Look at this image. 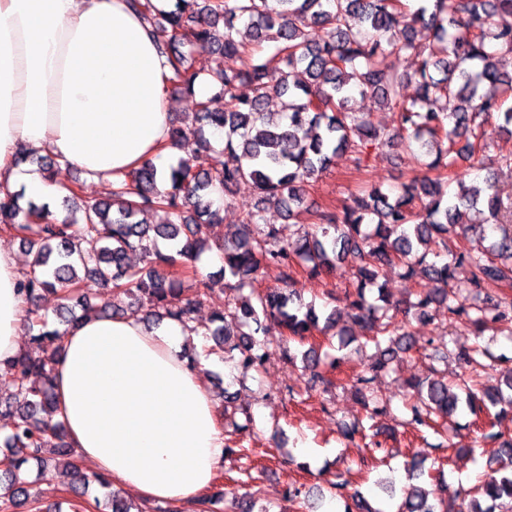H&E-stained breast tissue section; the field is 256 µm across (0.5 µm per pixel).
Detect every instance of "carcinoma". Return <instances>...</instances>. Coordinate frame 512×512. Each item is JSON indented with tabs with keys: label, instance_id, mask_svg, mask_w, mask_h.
<instances>
[{
	"label": "carcinoma",
	"instance_id": "carcinoma-1",
	"mask_svg": "<svg viewBox=\"0 0 512 512\" xmlns=\"http://www.w3.org/2000/svg\"><path fill=\"white\" fill-rule=\"evenodd\" d=\"M134 6L145 16L167 55L168 82L188 97L200 72L192 63L193 51L210 50L203 69L215 92L195 101L194 127L171 122V145L179 147L193 135L201 147L209 145L206 131L224 130L221 159L201 172L192 157H183L169 170L170 189L157 190V168L145 162L129 180L112 186L104 201L84 202L75 212L69 205L81 198V187H66L62 205L67 216L52 217L44 206L20 204L22 195L0 199V231L15 232L31 257L30 276L21 293L27 304V332L32 348L5 362L0 374L8 377L10 399H0V421L9 429L8 454L0 464V509L16 512L29 499L24 466L39 464V475L73 468L63 423L55 419L53 371L66 330L52 325L41 299L52 295L70 327L80 316L164 317L190 322L197 305L210 298L212 288L193 263L207 249L224 255L225 287L236 297L216 310L215 327H203L223 346L229 360L247 371L260 364L256 335L262 320L282 326V341L308 339L336 323V310L320 317L304 305L292 289L294 267L306 265L315 277L345 264L352 269L354 292L345 294L350 317L368 328L379 356L354 385L365 386L388 369L398 353L408 352L411 336L396 322H382L390 310L385 285L378 283L383 270L402 260L405 276L422 273L438 284L410 304L420 317L433 304H448V319L459 324L512 335V195L491 177L483 184H465L454 173L457 159L466 157L469 168L484 166L482 127L491 117L512 136V106L503 108L500 96H512V0H428L405 22L401 0H174L167 11L152 0ZM244 23V28L235 22ZM328 36L319 35L324 27ZM270 43V58L247 71L236 67L240 55L255 43ZM408 53L416 59L414 77L419 95L401 96L391 73V58ZM301 72L308 80L294 78ZM247 84L252 95L241 96L238 85ZM493 88L483 91L484 85ZM369 99L397 115L399 132L373 125L368 112L347 109L353 94ZM281 100L284 121L272 124L264 112L271 98ZM400 141L419 165L438 171L436 178H414L395 199L378 187L350 195L343 215L325 209L315 212L316 222L294 241L281 237L273 224L263 222L254 205L241 220L242 230L233 239L211 242V227L219 223L212 209V189L227 193L249 182L260 199L285 205L287 215L305 202V187L326 170L336 154L364 147L382 149ZM29 161L50 178L56 160L47 155L21 153L15 164ZM152 211L164 215L159 224L137 216ZM371 224L369 232L363 225ZM476 232L489 239L478 254L453 247L449 239ZM174 242V252L156 249L154 239ZM147 260L145 267L128 265L132 253ZM281 268L283 287L259 291L256 283L267 265ZM469 267V288L477 294L496 289L500 301L472 308L468 297L451 285L456 266ZM96 280L116 297L135 296L127 309L109 303L96 306L84 285ZM459 359L472 368L499 357L487 346L474 345ZM417 400L407 425L433 427L435 419L447 420L466 408L484 414L491 431L483 439L500 441L494 466L485 474L469 503H448V484L435 491L419 485L405 489L402 512H495L498 502L512 500V439L492 431L505 409L512 410V368L499 371L495 384L485 386L463 380L458 394L448 383L429 378L412 381ZM96 482L99 475L73 472L69 489L76 495Z\"/></svg>",
	"mask_w": 512,
	"mask_h": 512
}]
</instances>
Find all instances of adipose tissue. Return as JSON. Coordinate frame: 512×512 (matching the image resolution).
Segmentation results:
<instances>
[{
  "instance_id": "1",
  "label": "adipose tissue",
  "mask_w": 512,
  "mask_h": 512,
  "mask_svg": "<svg viewBox=\"0 0 512 512\" xmlns=\"http://www.w3.org/2000/svg\"><path fill=\"white\" fill-rule=\"evenodd\" d=\"M169 67L130 0H0V186L57 194L20 174V150L50 149L95 180H125L170 153ZM14 254L0 247V362L17 356L26 303ZM192 324L146 328L89 316L64 337L56 417L77 459L141 503L189 504L224 456L218 408L182 351Z\"/></svg>"
}]
</instances>
